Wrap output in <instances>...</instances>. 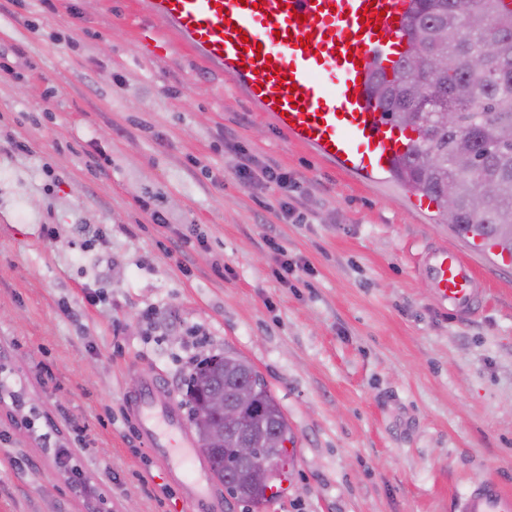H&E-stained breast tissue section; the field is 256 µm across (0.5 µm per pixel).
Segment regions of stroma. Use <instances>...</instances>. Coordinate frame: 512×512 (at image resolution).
I'll return each mask as SVG.
<instances>
[{"label":"stroma","mask_w":512,"mask_h":512,"mask_svg":"<svg viewBox=\"0 0 512 512\" xmlns=\"http://www.w3.org/2000/svg\"><path fill=\"white\" fill-rule=\"evenodd\" d=\"M158 26L135 0H0V512H188L126 397L148 371L188 412L193 359L226 350L292 431L261 512H451L481 480L512 490V265L476 255L481 308L441 313L419 256L467 241L400 183L286 140L179 45L142 57ZM244 157L287 187L244 180ZM282 251L307 265L285 282Z\"/></svg>","instance_id":"obj_1"}]
</instances>
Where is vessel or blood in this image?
<instances>
[{"label": "vessel or blood", "instance_id": "obj_1", "mask_svg": "<svg viewBox=\"0 0 512 512\" xmlns=\"http://www.w3.org/2000/svg\"><path fill=\"white\" fill-rule=\"evenodd\" d=\"M140 7L161 23L141 40L145 58L177 42L322 159L368 178L390 172L406 153L412 136L385 122L372 82L403 55L410 0H262L257 8L243 0H141ZM367 12L381 24L364 20ZM422 272L441 312L466 318L478 309L471 253L427 248ZM128 411L195 512H226L211 462L158 377H142ZM453 512H512V492L484 480L457 496Z\"/></svg>", "mask_w": 512, "mask_h": 512}]
</instances>
